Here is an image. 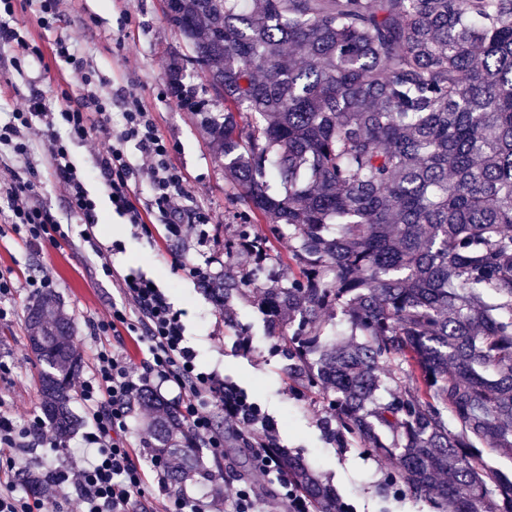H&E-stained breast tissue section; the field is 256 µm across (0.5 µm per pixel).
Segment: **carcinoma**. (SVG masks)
Segmentation results:
<instances>
[{"label":"carcinoma","mask_w":512,"mask_h":512,"mask_svg":"<svg viewBox=\"0 0 512 512\" xmlns=\"http://www.w3.org/2000/svg\"><path fill=\"white\" fill-rule=\"evenodd\" d=\"M167 19L224 86L208 129L246 208L237 247L267 258L253 217L292 242L299 275L261 294L288 378L326 396L333 437L395 460L385 492L512 512V474L483 460L512 453V0H170ZM254 280L203 288L221 305ZM28 326L63 442L74 330L51 292ZM142 401L171 485L222 476L175 405ZM280 460L314 512H353Z\"/></svg>","instance_id":"1"}]
</instances>
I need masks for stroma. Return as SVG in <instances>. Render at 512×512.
<instances>
[{
	"label": "stroma",
	"instance_id": "stroma-1",
	"mask_svg": "<svg viewBox=\"0 0 512 512\" xmlns=\"http://www.w3.org/2000/svg\"><path fill=\"white\" fill-rule=\"evenodd\" d=\"M14 8L10 25L41 57L17 67L12 46L0 44V121L31 93H40L51 112L67 108L63 91L79 94V74L53 54L55 38L65 39L94 70L98 95L110 101L112 123L121 120L123 90L138 89L142 106L171 144L170 165L180 171L196 205L210 218L208 237L201 243L193 238L183 242L169 239L156 214L151 217V236L132 235L129 225L113 215L105 185L93 176L96 151L103 146L104 135L97 133L89 141L71 143L72 159L87 173L86 185L97 202L99 222L94 233L104 245L117 242L122 246L120 253L110 257L116 270H141L163 289L174 308L182 312L185 336L199 364L246 392L273 421L277 445L304 459L354 512H442L428 502L419 504L408 496L383 494L382 483L394 469V461L334 441L322 393L308 391L289 379L287 346L267 335L259 307L261 288L275 281L287 282L298 273L289 258L287 240L272 239L270 258L256 287L247 288L221 307L203 293L200 283L180 270V262L189 261L207 267L213 275L226 266L246 272L254 262L243 252L224 250L225 243L238 235L244 206L224 178V166L202 115L179 106L166 82L173 58L187 55L188 50L165 15L164 0H63L48 30L37 21L35 0H16ZM15 171L30 173L37 201L57 221L80 231V220L70 212L67 195L52 174L42 139L34 140L26 159L0 147V182L8 181ZM1 269L11 272L19 288L8 301L12 314L0 318V360L11 367L10 374L0 378V407L23 425L40 408L42 370L29 348L26 308L33 296L25 287L26 280L45 275L53 279L54 293L73 322L74 343L86 368L100 342L90 322L111 305L118 291L104 275L99 259L76 241L35 248L6 231L0 236ZM225 443L220 461L222 480L191 483L185 490L189 496L206 495L209 512H225V481L252 474L251 460L240 450L233 432L226 431Z\"/></svg>",
	"mask_w": 512,
	"mask_h": 512
}]
</instances>
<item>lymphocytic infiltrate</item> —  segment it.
<instances>
[{
    "instance_id": "f902f5d3",
    "label": "lymphocytic infiltrate",
    "mask_w": 512,
    "mask_h": 512,
    "mask_svg": "<svg viewBox=\"0 0 512 512\" xmlns=\"http://www.w3.org/2000/svg\"><path fill=\"white\" fill-rule=\"evenodd\" d=\"M55 54L80 74L88 92L82 104L61 113L46 111L38 97L29 98L25 107L15 109L0 124V143L12 146L16 155L31 151L33 135L46 138L54 172L64 185L72 212L87 226L83 240L94 254H102L101 242L92 231L98 221L96 204L85 188V176L73 163L67 139H87L99 130L109 139L107 149L98 155V177L113 195L112 208L128 224L150 234L149 213L164 217L171 239L188 235L204 239L207 217L193 204L180 172L168 163L170 145L157 131L153 120L140 104L135 90L123 95L124 112L118 128H110L108 103L91 92L93 75L85 62L70 52L65 40H57ZM135 144L139 157L127 152ZM147 177L151 196L146 208L133 200L132 185ZM35 185L21 175L0 188V203L10 213V230L33 247L53 246L68 240L71 225L58 222L37 203ZM120 298L92 322L95 334L106 336L125 328L144 347L141 370H134L125 352L111 345L99 346L89 374L76 382L81 402L91 422L81 447L69 449L79 461L73 472L55 470L45 476L46 487L33 494L18 483L13 472L14 457L25 448H55L59 442L41 419L17 425L7 412L0 411V512H60V498L76 497L82 512H131L135 494L144 484L145 469L130 448L127 434L133 403L150 383L170 384L181 393L184 420L198 435L211 455L224 454V434L213 424L211 407H219L232 429L261 427L264 437L251 448L257 475L276 476L281 499L289 512H309L306 500L298 496L287 471L275 455L274 427L261 417L247 395L227 386L216 372L203 369L195 351L187 346L185 327L161 288L140 273L120 279Z\"/></svg>"
}]
</instances>
